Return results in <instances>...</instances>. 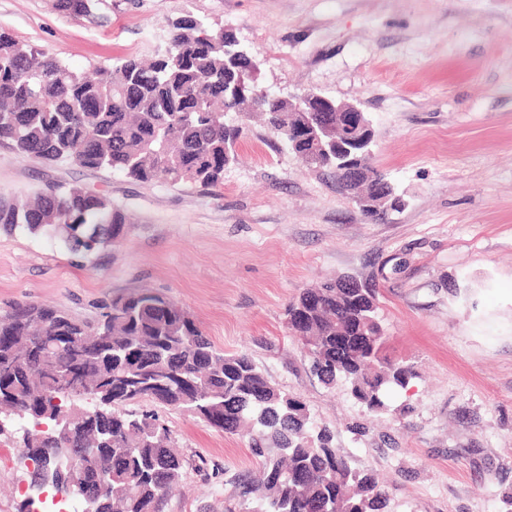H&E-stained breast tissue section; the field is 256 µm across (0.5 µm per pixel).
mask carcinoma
Returning <instances> with one entry per match:
<instances>
[{
    "label": "carcinoma",
    "mask_w": 512,
    "mask_h": 512,
    "mask_svg": "<svg viewBox=\"0 0 512 512\" xmlns=\"http://www.w3.org/2000/svg\"><path fill=\"white\" fill-rule=\"evenodd\" d=\"M97 0H54L75 19L93 15ZM251 59L232 56L224 30L191 16L172 23L168 47L150 61L125 58L78 73L6 32H0V143L46 164L67 159L90 170L111 168L141 183H223L244 126L228 115L258 114L283 141L298 122L288 100L254 87L240 91L239 71ZM336 182L366 197L368 217L395 208L396 192L372 162L356 181L349 168L330 165ZM130 220L103 195L78 185H48L29 196L0 192V229L44 234L84 259L122 241ZM377 291L350 278L307 289L288 304L290 335L302 341L312 371L328 386L342 383L373 412L404 388L413 368L389 358L378 318ZM82 354L87 387L112 385V407L89 415L64 391ZM19 360L0 375V402L26 406L23 429L36 475L55 464V449L70 448L71 470L54 471L74 495H91V512H164L183 478L185 460L171 430L155 414L126 406L151 401L179 409L226 434L247 439L258 474L239 483L226 512H383L388 490L352 470L297 397L271 382L245 353L227 355L172 298L137 289L103 305L89 322L67 310L15 303L0 312V361ZM152 382L127 393L126 378ZM70 419L58 436L38 426ZM117 472L108 474V455Z\"/></svg>",
    "instance_id": "carcinoma-1"
}]
</instances>
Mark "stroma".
Returning a JSON list of instances; mask_svg holds the SVG:
<instances>
[{
  "label": "stroma",
  "mask_w": 512,
  "mask_h": 512,
  "mask_svg": "<svg viewBox=\"0 0 512 512\" xmlns=\"http://www.w3.org/2000/svg\"><path fill=\"white\" fill-rule=\"evenodd\" d=\"M192 16L232 29L254 81L362 110L373 163L403 199L368 219L333 175L307 166L258 119L223 185L136 183L46 164L0 144V191L80 184L132 218L85 261L56 240L0 231V309L17 301L92 319L112 297L174 298L225 353L249 354L305 402L386 512H503L512 493V0H102L76 21L54 0H0V29L83 73L169 42ZM376 288L389 357L413 366L381 413L314 376L286 309L341 277ZM186 459L164 512H224L255 475L247 441L162 410ZM31 467L0 434V512L28 496Z\"/></svg>",
  "instance_id": "obj_1"
}]
</instances>
